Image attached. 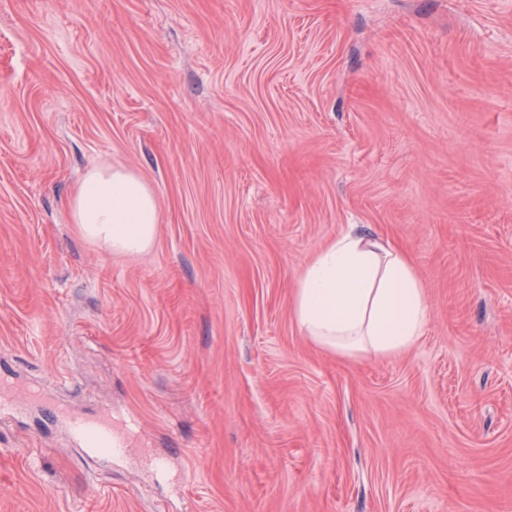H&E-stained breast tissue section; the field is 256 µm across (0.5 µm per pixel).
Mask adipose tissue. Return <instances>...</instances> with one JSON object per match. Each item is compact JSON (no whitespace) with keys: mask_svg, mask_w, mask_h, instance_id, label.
Returning <instances> with one entry per match:
<instances>
[{"mask_svg":"<svg viewBox=\"0 0 512 512\" xmlns=\"http://www.w3.org/2000/svg\"><path fill=\"white\" fill-rule=\"evenodd\" d=\"M71 208L83 235L114 254H142L154 244L160 219L156 197L126 169H91ZM292 313L312 340L349 356L407 351L428 323L424 286L408 256L353 226L305 266Z\"/></svg>","mask_w":512,"mask_h":512,"instance_id":"obj_1","label":"adipose tissue"}]
</instances>
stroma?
<instances>
[{"label":"stroma","instance_id":"35a3bbf8","mask_svg":"<svg viewBox=\"0 0 512 512\" xmlns=\"http://www.w3.org/2000/svg\"><path fill=\"white\" fill-rule=\"evenodd\" d=\"M108 166L143 255L73 222ZM353 224L424 285L408 351L292 316ZM0 384V512H512V0H0ZM71 208L83 235L112 254H142L154 244L160 219L156 197L144 181L124 168L91 169ZM60 414L70 433L78 438L93 437L102 442L103 448H99L108 454H120L127 447V442L122 435L112 434V419L107 414L89 418L83 415H74L64 408H60Z\"/></svg>","mask_w":512,"mask_h":512}]
</instances>
